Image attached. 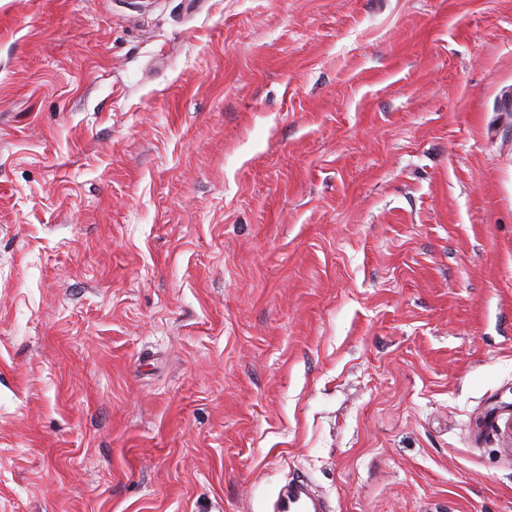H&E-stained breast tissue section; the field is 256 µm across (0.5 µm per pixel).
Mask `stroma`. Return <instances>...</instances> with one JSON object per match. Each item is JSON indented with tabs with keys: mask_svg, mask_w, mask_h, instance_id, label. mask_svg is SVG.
I'll use <instances>...</instances> for the list:
<instances>
[{
	"mask_svg": "<svg viewBox=\"0 0 512 512\" xmlns=\"http://www.w3.org/2000/svg\"><path fill=\"white\" fill-rule=\"evenodd\" d=\"M297 475L512 512V0H0V512Z\"/></svg>",
	"mask_w": 512,
	"mask_h": 512,
	"instance_id": "stroma-1",
	"label": "stroma"
}]
</instances>
